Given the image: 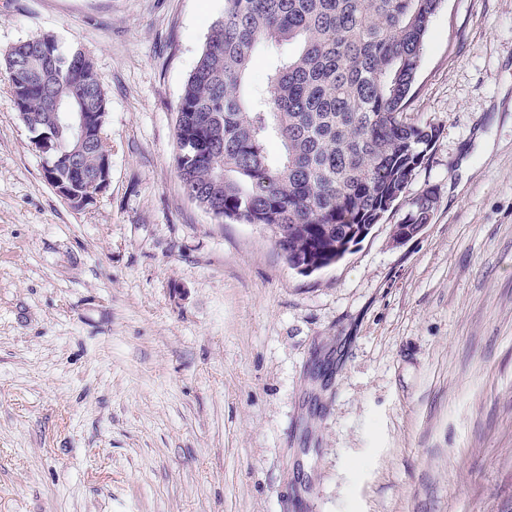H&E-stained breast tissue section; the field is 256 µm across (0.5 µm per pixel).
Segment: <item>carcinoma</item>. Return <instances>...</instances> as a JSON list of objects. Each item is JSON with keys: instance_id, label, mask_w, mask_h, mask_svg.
Instances as JSON below:
<instances>
[{"instance_id": "cac0c4a2", "label": "carcinoma", "mask_w": 512, "mask_h": 512, "mask_svg": "<svg viewBox=\"0 0 512 512\" xmlns=\"http://www.w3.org/2000/svg\"><path fill=\"white\" fill-rule=\"evenodd\" d=\"M441 0H224L182 97L176 163L187 193L229 221L264 224L288 265L323 269L354 244L387 201L404 196L438 129L407 121L426 35ZM274 54L262 89L248 83L253 54ZM67 60L40 66L47 47ZM22 122L49 135L61 157L75 148L54 101L99 112L108 98L92 61L43 34L0 54ZM275 141L272 159L267 146ZM105 141L81 155L93 171ZM425 191L411 199L407 224H425Z\"/></svg>"}]
</instances>
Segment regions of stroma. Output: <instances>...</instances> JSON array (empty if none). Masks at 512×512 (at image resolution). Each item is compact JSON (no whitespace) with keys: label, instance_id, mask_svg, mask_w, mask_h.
<instances>
[{"label":"stroma","instance_id":"stroma-1","mask_svg":"<svg viewBox=\"0 0 512 512\" xmlns=\"http://www.w3.org/2000/svg\"><path fill=\"white\" fill-rule=\"evenodd\" d=\"M224 0H0V53L79 43L108 189L71 208L0 72V512L512 507V0H442L408 109L439 135L338 261L184 190L175 127ZM431 191H425L417 197L410 199L411 210L405 221L401 224H395L392 232V241L395 245H403L419 235L427 226L429 213L434 207V198L432 197L433 207L430 206ZM407 225H410L407 227Z\"/></svg>","mask_w":512,"mask_h":512}]
</instances>
